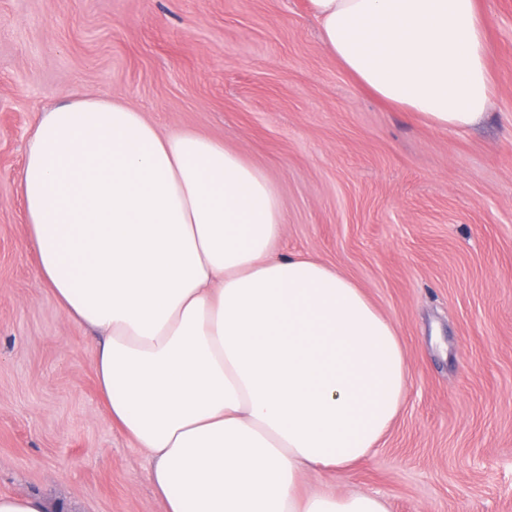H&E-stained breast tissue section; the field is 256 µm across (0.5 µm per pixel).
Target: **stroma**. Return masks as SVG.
Masks as SVG:
<instances>
[{
	"mask_svg": "<svg viewBox=\"0 0 512 512\" xmlns=\"http://www.w3.org/2000/svg\"><path fill=\"white\" fill-rule=\"evenodd\" d=\"M495 94L451 134L362 88L308 0H0V495L57 512H163L147 453L110 425L88 329L38 274L17 174L42 110L118 98L264 169L276 253L357 282L396 326L402 414L348 471L389 512H512V0H479Z\"/></svg>",
	"mask_w": 512,
	"mask_h": 512,
	"instance_id": "35a3bbf8",
	"label": "stroma"
}]
</instances>
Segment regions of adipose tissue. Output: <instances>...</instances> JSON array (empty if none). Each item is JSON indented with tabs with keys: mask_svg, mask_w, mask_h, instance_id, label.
<instances>
[{
	"mask_svg": "<svg viewBox=\"0 0 512 512\" xmlns=\"http://www.w3.org/2000/svg\"><path fill=\"white\" fill-rule=\"evenodd\" d=\"M328 52L382 101L448 132L493 89L478 0H309ZM61 314L96 333L108 420L152 458L165 512H388L307 475L346 470L399 416L409 371L363 288L284 232L269 174L129 103L44 111L18 174Z\"/></svg>",
	"mask_w": 512,
	"mask_h": 512,
	"instance_id": "1",
	"label": "adipose tissue"
}]
</instances>
